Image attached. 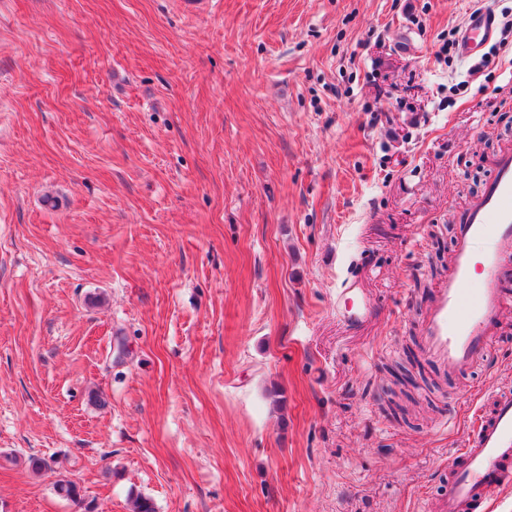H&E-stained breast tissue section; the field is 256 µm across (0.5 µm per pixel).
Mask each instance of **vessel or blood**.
Listing matches in <instances>:
<instances>
[{
    "instance_id": "obj_1",
    "label": "vessel or blood",
    "mask_w": 512,
    "mask_h": 512,
    "mask_svg": "<svg viewBox=\"0 0 512 512\" xmlns=\"http://www.w3.org/2000/svg\"><path fill=\"white\" fill-rule=\"evenodd\" d=\"M499 21L488 4L473 8L458 34L457 51L471 59L495 40ZM512 256V151L494 161V176L472 200L456 233L451 270L422 326L428 354L448 369L483 358L490 326L506 300L499 288L505 256ZM482 286L471 290L473 273ZM512 486V396H499L489 417L480 419L465 448L448 460V494L438 512H477Z\"/></svg>"
}]
</instances>
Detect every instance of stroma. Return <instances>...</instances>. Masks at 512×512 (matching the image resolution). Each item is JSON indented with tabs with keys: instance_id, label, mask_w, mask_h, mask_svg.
<instances>
[{
	"instance_id": "1",
	"label": "stroma",
	"mask_w": 512,
	"mask_h": 512,
	"mask_svg": "<svg viewBox=\"0 0 512 512\" xmlns=\"http://www.w3.org/2000/svg\"><path fill=\"white\" fill-rule=\"evenodd\" d=\"M478 2L0 0V512H436L512 392V304L421 341L512 149ZM499 21L495 11L486 2L473 8L459 31L457 51L462 59H471L495 40Z\"/></svg>"
}]
</instances>
